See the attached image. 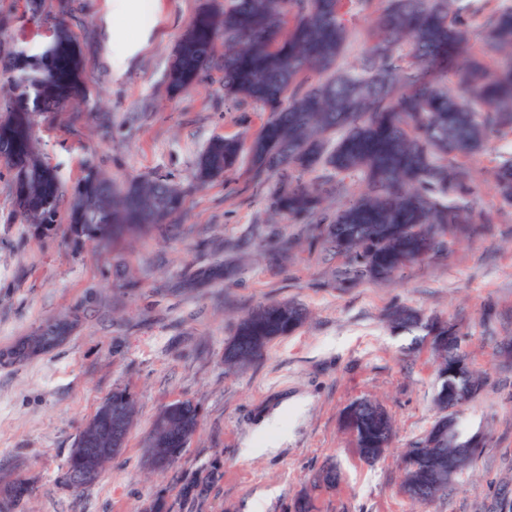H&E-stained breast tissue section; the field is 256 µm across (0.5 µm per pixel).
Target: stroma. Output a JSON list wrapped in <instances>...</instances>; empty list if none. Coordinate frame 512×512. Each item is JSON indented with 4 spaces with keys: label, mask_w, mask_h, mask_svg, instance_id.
Listing matches in <instances>:
<instances>
[{
    "label": "stroma",
    "mask_w": 512,
    "mask_h": 512,
    "mask_svg": "<svg viewBox=\"0 0 512 512\" xmlns=\"http://www.w3.org/2000/svg\"><path fill=\"white\" fill-rule=\"evenodd\" d=\"M205 0H161L121 27L145 46L124 72L112 69L105 0H73L68 23L81 48L83 121L50 112L38 120L46 157L72 191L87 168L103 177L163 174L185 192L182 212L161 233L116 243L74 242L67 225L50 234L13 216L0 165V349L76 314L71 335L54 349L0 365V475L26 479L16 512H512V369L502 343L512 340V213L471 240H449L387 282L355 275L347 259L308 225L268 217L269 189L254 183L247 161L196 188L198 154L217 135L256 134L265 115L224 103L223 74L211 68L196 89L170 97L166 73L178 41ZM12 22L0 44L35 54L50 33L26 0H0ZM512 154V136L468 167L476 206L495 204L491 171ZM250 238L244 254L228 239ZM302 244L281 256L279 241ZM290 300L304 325L272 341L237 370L224 347L240 315ZM406 305L456 321L470 362L485 378L458 416L462 438L482 435L472 467L445 494L425 503L400 491L401 459L433 425L437 357L428 343L391 332L388 307ZM118 388L136 417L121 453L92 484L61 482L80 430ZM382 404L394 422L383 458L364 462L343 426L360 398ZM197 405L200 426L166 470L147 464L144 441L170 402ZM335 466L334 486H315Z\"/></svg>",
    "instance_id": "obj_1"
}]
</instances>
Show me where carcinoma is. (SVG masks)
Returning <instances> with one entry per match:
<instances>
[{"instance_id": "1", "label": "carcinoma", "mask_w": 512, "mask_h": 512, "mask_svg": "<svg viewBox=\"0 0 512 512\" xmlns=\"http://www.w3.org/2000/svg\"><path fill=\"white\" fill-rule=\"evenodd\" d=\"M72 0H58L57 12L43 14L42 0H27L32 16L47 25L51 40L39 55L6 53L12 72L8 95L0 94V155L15 171L7 191L14 216L49 232L58 224L63 189L57 169L43 158L36 117L59 112L81 90L83 61L65 17ZM374 8L363 62L345 70L340 59L349 40L345 9ZM482 18L478 29L467 17ZM224 48V100L240 108L259 106L268 117L257 135L244 132L212 138L195 162L204 186L233 169L243 154L249 174L270 184L269 208L300 224L322 227L320 236L345 255L356 272L376 282L405 266L447 249L451 230L475 232L503 212H475L467 163L490 141L512 135V0H211L184 33L168 73L178 94L201 84ZM360 177L364 190L346 200V178ZM497 194L512 206V155L497 162ZM339 202L327 213L325 201ZM185 192L165 175L120 184L88 170L69 199L67 224L78 241L108 243L149 232L181 212ZM306 319L288 301L263 303L242 315L224 347V364L242 368L261 358L276 338L288 336ZM390 328L429 341L439 358L437 375L448 364L467 361L461 327L406 306L386 312ZM54 347V337L36 332L10 349L9 363ZM473 397L483 378L467 369L450 379ZM112 421L130 431L135 401L127 389L108 399ZM200 415L192 402L165 406L149 433L151 463L166 468L197 432ZM347 430H356L359 454L374 463L393 433L388 413L370 399L347 408ZM403 457L401 488L416 499H433L448 489L435 476L474 443L453 427L435 440L423 464ZM28 492L17 477L0 491V512H12Z\"/></svg>"}]
</instances>
